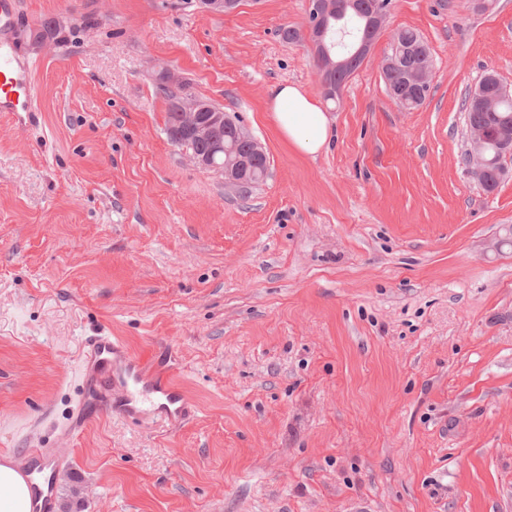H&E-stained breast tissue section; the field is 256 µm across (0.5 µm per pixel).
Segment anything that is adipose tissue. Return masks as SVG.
Here are the masks:
<instances>
[{"label":"adipose tissue","instance_id":"1","mask_svg":"<svg viewBox=\"0 0 512 512\" xmlns=\"http://www.w3.org/2000/svg\"><path fill=\"white\" fill-rule=\"evenodd\" d=\"M266 110L280 135L298 152L313 156L329 134L326 112L302 87L276 84L269 88ZM30 489L14 464H0V512H31Z\"/></svg>","mask_w":512,"mask_h":512}]
</instances>
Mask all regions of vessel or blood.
I'll return each instance as SVG.
<instances>
[{
  "label": "vessel or blood",
  "mask_w": 512,
  "mask_h": 512,
  "mask_svg": "<svg viewBox=\"0 0 512 512\" xmlns=\"http://www.w3.org/2000/svg\"><path fill=\"white\" fill-rule=\"evenodd\" d=\"M18 0H0V112L36 111L33 68L19 43L13 18ZM150 355L132 354L120 339L103 334L82 340L79 382L82 399L68 427L78 433L88 414L109 405L119 417L148 427L179 426L195 414V402L178 387L175 372L155 373ZM33 496L32 512H58L60 463L31 448L20 470Z\"/></svg>",
  "instance_id": "vessel-or-blood-1"
}]
</instances>
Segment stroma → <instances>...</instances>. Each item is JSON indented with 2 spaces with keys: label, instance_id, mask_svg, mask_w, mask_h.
<instances>
[{
  "label": "stroma",
  "instance_id": "stroma-1",
  "mask_svg": "<svg viewBox=\"0 0 512 512\" xmlns=\"http://www.w3.org/2000/svg\"><path fill=\"white\" fill-rule=\"evenodd\" d=\"M37 112L0 114V453L64 463L82 512H512V174L461 162V104L512 87V0H391L340 99L304 43L306 0H19ZM429 48L430 94L389 96L393 32ZM265 147L248 197L165 133L153 65ZM320 100L316 156L278 135L277 83ZM151 349L197 405L180 427L112 414L68 436L81 341Z\"/></svg>",
  "mask_w": 512,
  "mask_h": 512
}]
</instances>
